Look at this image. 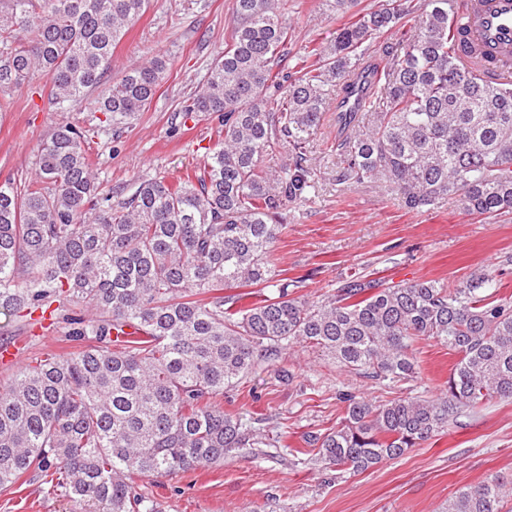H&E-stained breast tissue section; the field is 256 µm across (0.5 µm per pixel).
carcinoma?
<instances>
[{"mask_svg": "<svg viewBox=\"0 0 512 512\" xmlns=\"http://www.w3.org/2000/svg\"><path fill=\"white\" fill-rule=\"evenodd\" d=\"M148 4L0 0V93L41 71L54 110L76 111ZM287 4L235 0L230 39L181 108L224 114V142L194 178L144 179L114 205L91 168L99 129L64 120L40 144L34 178L0 182V308L53 307L76 343L21 364L0 386V490L34 471L75 512H155L131 476L171 475L260 444L252 422L216 398L295 347L397 382L416 378L419 340L457 355L434 399L409 392L377 405L340 394L342 420L305 438L325 469L365 472L486 401H512V300L498 296L492 271L397 285L354 272L310 303L293 296L299 281L279 277L275 254L288 210L310 187L323 115L366 69L376 82L363 111L336 113V181H378L410 210L445 198L471 215L512 210V84L458 61L448 0H378L286 68ZM391 32L398 42L375 60ZM167 69L163 57L132 64L98 95L112 130L150 107ZM241 287L263 298L224 294ZM511 490L494 477L460 490L447 512H502Z\"/></svg>", "mask_w": 512, "mask_h": 512, "instance_id": "1", "label": "carcinoma"}]
</instances>
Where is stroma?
I'll return each mask as SVG.
<instances>
[{"instance_id":"1","label":"stroma","mask_w":512,"mask_h":512,"mask_svg":"<svg viewBox=\"0 0 512 512\" xmlns=\"http://www.w3.org/2000/svg\"><path fill=\"white\" fill-rule=\"evenodd\" d=\"M235 0H152L112 51V72L135 62L166 56L170 69L151 107L128 128L113 132L86 97L80 111H51V77L36 72L0 112V182L34 174L41 142L62 119L100 132L89 144L94 171L113 201L129 196L144 179L184 176L224 136L218 113L184 117L183 101L193 95L208 64L231 32ZM298 38L334 40L347 15L327 12L322 0H288ZM336 137V113L325 112L315 141L306 199L288 213V228L276 244L278 268L301 279L297 293L309 301L330 294L351 272L387 284L406 280H456L475 269L500 272L501 294L512 297V211L487 219L466 214L454 201L409 210L377 183L337 184L336 158L327 143ZM61 316L31 320L0 310V339L18 347L15 362L0 364V384L19 364L66 350ZM419 375L411 384L376 380L341 371L318 349L297 348L276 364H262L246 381L226 389L225 412L246 413L265 438L224 461L173 475L139 477V492L158 512H442L455 493L491 477L512 479V402L490 400L460 416L449 431L404 456L363 473L322 469L304 442L343 416L340 391L376 401L405 395L440 394L455 362L447 348L417 345ZM294 378L285 381L280 368ZM0 512H73L63 497L47 494L35 473L0 491Z\"/></svg>"}]
</instances>
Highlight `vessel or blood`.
I'll return each mask as SVG.
<instances>
[{"instance_id": "vessel-or-blood-1", "label": "vessel or blood", "mask_w": 512, "mask_h": 512, "mask_svg": "<svg viewBox=\"0 0 512 512\" xmlns=\"http://www.w3.org/2000/svg\"><path fill=\"white\" fill-rule=\"evenodd\" d=\"M457 27L467 64L487 81L512 79V0H464Z\"/></svg>"}]
</instances>
